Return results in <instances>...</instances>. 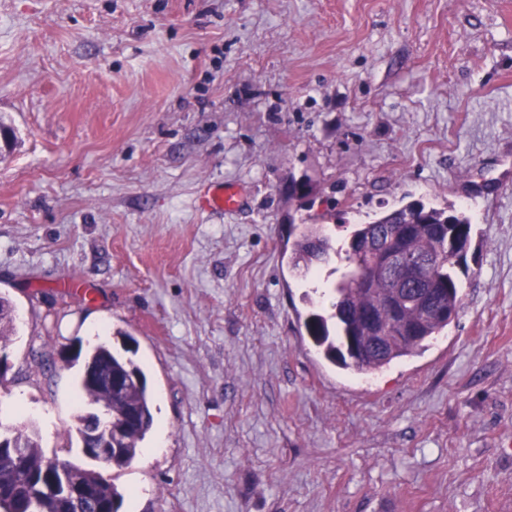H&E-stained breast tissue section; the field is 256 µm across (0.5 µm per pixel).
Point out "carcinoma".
<instances>
[{
  "instance_id": "obj_1",
  "label": "carcinoma",
  "mask_w": 512,
  "mask_h": 512,
  "mask_svg": "<svg viewBox=\"0 0 512 512\" xmlns=\"http://www.w3.org/2000/svg\"><path fill=\"white\" fill-rule=\"evenodd\" d=\"M471 231L469 217L421 201L389 209L369 223L356 225L344 250L348 270L334 288L336 301L332 304L333 312L328 316L312 313L305 320V329L314 346L332 364L359 374L380 370L423 350L431 339L448 327L451 319L428 321L407 336L389 335L377 341L365 334L360 321L361 312L367 309L387 310L393 296V290L385 281L376 282L371 291L357 286L358 279L371 263L366 247L370 244H381L387 248L401 245L425 257L429 262L427 274L439 288L435 303L457 313L461 308V294L455 268L465 259ZM334 253L335 243L325 229L306 227L294 243L291 263L296 268L302 266L308 269L328 263ZM402 299L401 315L396 320L405 322L417 319L418 288L407 286ZM396 320L389 317L386 325L392 327ZM14 321L11 300L0 294L2 349L8 347ZM111 376L132 377L134 381L109 398L104 385ZM80 389L90 405L103 406L107 401H112V420L115 422L122 420L127 408L135 409L136 425L112 436V442L119 448V451L112 453V467L122 469L128 466L153 424L152 402L144 372L131 359L105 345H99L86 356ZM11 437L10 444L0 445V478L3 480L11 475L18 452L24 455L27 468L36 478L43 474L51 461L88 483H96L101 478V473L96 470L80 468L58 458H47L36 438L25 427L11 429ZM105 503L104 507L90 504L85 512H99L101 508L106 512H117L122 504V494L111 480L106 481ZM24 512H69V507L59 498L47 497L36 491L27 498Z\"/></svg>"
}]
</instances>
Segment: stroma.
Returning a JSON list of instances; mask_svg holds the SVG:
<instances>
[{
  "instance_id": "obj_1",
  "label": "stroma",
  "mask_w": 512,
  "mask_h": 512,
  "mask_svg": "<svg viewBox=\"0 0 512 512\" xmlns=\"http://www.w3.org/2000/svg\"><path fill=\"white\" fill-rule=\"evenodd\" d=\"M0 122V421L96 468L59 355L130 334L165 438L119 512H512V0H0ZM415 200L472 217L461 310L335 366L304 320L346 264L290 228ZM242 202L241 191L229 184L210 186L202 198L205 207L216 210H235ZM321 236L322 237V258H318V256L310 249V245L308 240L311 236ZM338 251H336L335 243L333 242L332 237L321 227H305L301 236L294 243V249L291 256V263L294 267L302 266L306 269H309L313 265L326 264L329 262L331 258V254L336 255ZM14 306L11 300L0 294V380L4 381L8 371L10 370L8 347L10 336L14 331ZM4 349V350H3Z\"/></svg>"
}]
</instances>
